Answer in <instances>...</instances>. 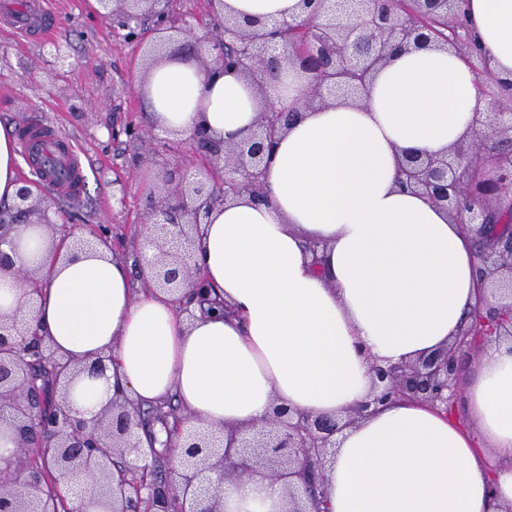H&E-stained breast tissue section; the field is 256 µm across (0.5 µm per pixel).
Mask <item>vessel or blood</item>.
I'll use <instances>...</instances> for the list:
<instances>
[{"instance_id":"b4317fda","label":"vessel or blood","mask_w":512,"mask_h":512,"mask_svg":"<svg viewBox=\"0 0 512 512\" xmlns=\"http://www.w3.org/2000/svg\"><path fill=\"white\" fill-rule=\"evenodd\" d=\"M53 20L49 0H24L19 7L13 0H0V22L18 33L51 34ZM19 130V142L28 167L60 197H78L83 191L86 174L81 153L73 141L62 136L55 125L37 118L24 120Z\"/></svg>"}]
</instances>
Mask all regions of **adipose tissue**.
<instances>
[{"instance_id": "ef3b65f1", "label": "adipose tissue", "mask_w": 512, "mask_h": 512, "mask_svg": "<svg viewBox=\"0 0 512 512\" xmlns=\"http://www.w3.org/2000/svg\"><path fill=\"white\" fill-rule=\"evenodd\" d=\"M263 21L303 18L301 0H224ZM466 24L495 73L512 80V0H465ZM310 78L286 68L259 93L228 72L164 60L140 89L157 126L225 141L248 136L268 102L292 105ZM475 75L450 50L409 48L367 83L359 102L309 109L282 135L264 175L268 202L215 210L198 244L205 282L233 315L187 320L168 296L133 290L131 264L99 246L52 261L42 224L8 239L17 266L46 280L35 320L57 355L107 354L80 376L71 406L90 419L116 389L175 399L189 422L242 428L280 405L339 417L371 391L372 361L412 360L447 344L472 316L478 258L459 224L403 187L405 152L440 154L481 127ZM324 247L314 271L304 246ZM328 462L327 512H497L512 504V340L491 339L464 413L397 404L344 430ZM495 484L488 497L487 484ZM224 512H281L284 485L227 481Z\"/></svg>"}]
</instances>
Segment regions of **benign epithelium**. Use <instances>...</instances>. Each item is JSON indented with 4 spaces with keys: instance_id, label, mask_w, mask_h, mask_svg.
Here are the masks:
<instances>
[{
    "instance_id": "1",
    "label": "benign epithelium",
    "mask_w": 512,
    "mask_h": 512,
    "mask_svg": "<svg viewBox=\"0 0 512 512\" xmlns=\"http://www.w3.org/2000/svg\"><path fill=\"white\" fill-rule=\"evenodd\" d=\"M97 15L119 19L128 40L142 44V21L154 23L159 40L150 47L152 62L183 59L182 41L193 45L190 58L206 72H240L262 91L289 65L311 75L302 99L293 109L260 113L249 136L234 144L199 127L190 136L191 168L175 171L159 153L139 158L150 165L151 181L143 187L140 224L146 233L166 231L159 254L143 257L147 286L172 297L182 312L198 287L202 268L197 260L201 225L211 211L246 195L266 201L265 162L273 145L301 111L326 104L331 95L355 98L376 68L408 47L451 48L467 64L474 55L458 42L465 37L458 14L464 0H413L410 21L395 0H303L305 18L288 23L306 36L299 47L282 41L258 19L224 13V0H208L210 23L204 32L171 19L172 0H96ZM143 140L153 130L126 126L112 129V138ZM405 184L448 211L479 244V267L472 322L445 346L415 360L371 364L370 396L344 418H295L285 407L273 408L260 425L219 433L199 427L182 435L183 417L169 429L172 439L160 451L141 444L144 425L137 404L124 395L90 421L79 419L69 405V386L78 374L97 376L110 358L101 356L82 367L58 358L28 319L40 284L35 274L15 267L1 248L12 226L39 213L48 216V197L32 179H19L13 205L0 209V272L13 273L23 284V301L12 314L0 315V416L17 436L13 466L0 471V512H59L58 497L45 488V477H79L94 488L96 503L114 505L112 512H223L219 492L224 480L265 478L284 483V512H323L325 466L336 436L393 402L420 403L435 411L455 406L464 360L493 336H512V233L502 234L486 216L512 196V113L486 116L472 138L453 144L440 156L417 151L405 154ZM36 363L55 368L52 392L35 387L29 369ZM44 453L36 465L31 454Z\"/></svg>"
}]
</instances>
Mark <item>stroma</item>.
I'll return each mask as SVG.
<instances>
[{
    "label": "stroma",
    "instance_id": "stroma-1",
    "mask_svg": "<svg viewBox=\"0 0 512 512\" xmlns=\"http://www.w3.org/2000/svg\"><path fill=\"white\" fill-rule=\"evenodd\" d=\"M95 0H56L51 37L26 38L0 32V126L16 127L30 116L52 122L83 152L87 183L77 200L56 198L72 220L57 225L55 236H95L109 229L111 250L119 258L136 253L141 196L149 173L130 158L140 143L113 140V128H147L151 113L133 83L147 75L142 52L122 30L99 19ZM65 46L70 64L53 66L50 42ZM131 186L121 197L117 185Z\"/></svg>",
    "mask_w": 512,
    "mask_h": 512
}]
</instances>
